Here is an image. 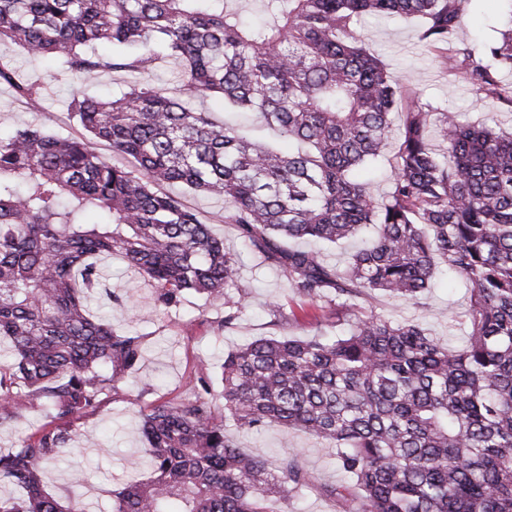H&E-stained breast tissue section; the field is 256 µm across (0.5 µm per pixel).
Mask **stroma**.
Instances as JSON below:
<instances>
[{
  "mask_svg": "<svg viewBox=\"0 0 512 512\" xmlns=\"http://www.w3.org/2000/svg\"><path fill=\"white\" fill-rule=\"evenodd\" d=\"M511 17L512 7L506 0H471L457 38L492 42L506 29ZM358 33L381 55L393 77L410 80L422 101L435 110L452 113L465 124L483 122L512 130V108L477 95L466 82L449 76L440 59L419 42L412 23L370 16L364 19ZM0 56L10 60L22 77L47 85L35 106L17 97L10 86L0 85L1 136L27 126L63 137L80 134V127L68 116L71 87L69 79L61 73L59 61L30 56L8 42L0 44ZM167 191L198 213L212 232L223 239L226 248L240 252L241 283L247 303L234 325L223 329L218 326L224 317L223 307L195 295L180 307L159 313L154 309L152 290L142 275L117 259L107 258L89 308L120 331L146 335L145 349L135 370L119 382L118 395L81 421V433L93 435L96 446L68 452L46 471L48 485L63 496L75 489L70 484L71 474H81L84 483L75 490L89 502L92 512H109L114 490L128 475L139 479L148 476V443L139 431V414L148 405L192 393L198 366L219 373L228 351L261 337L342 336L348 331L347 326L330 325L328 309L286 291L283 276L262 264L254 251L244 248L235 225L224 221L222 201L177 185L168 186ZM467 296L460 279L442 269L417 303L376 293L361 301L360 306L395 321L421 322L433 335L444 337L449 347L456 348L467 333L462 317ZM275 306L280 307L282 320L271 315ZM224 429L238 448L262 455L273 468L279 465L286 448L302 451L303 463L318 486L294 492L288 501V512H343V504L323 492L324 487L344 480L334 449L303 432L277 426L248 429L229 418ZM135 460L141 463L136 470L131 467Z\"/></svg>",
  "mask_w": 512,
  "mask_h": 512,
  "instance_id": "1",
  "label": "stroma"
}]
</instances>
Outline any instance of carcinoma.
I'll return each mask as SVG.
<instances>
[{"instance_id": "obj_1", "label": "carcinoma", "mask_w": 512, "mask_h": 512, "mask_svg": "<svg viewBox=\"0 0 512 512\" xmlns=\"http://www.w3.org/2000/svg\"><path fill=\"white\" fill-rule=\"evenodd\" d=\"M240 2L0 0V42L59 59L75 84L68 115L84 130L0 137V340L12 357L0 365V428L38 407L53 418L0 454V481L23 490L0 496V512H85L45 470L144 345L89 311L94 259L142 274L160 311L197 295L230 309L227 327L243 307L238 254L165 184L224 199V223L351 329L255 339L224 357V406L202 367L193 395L142 411L150 475L118 489L112 512H286L291 493L316 487L301 451L272 470L232 443L227 416L333 443L358 494L325 493L356 503L346 512H512V134L434 111L357 34L365 16L416 20L448 73L512 106L500 78L512 69V15L501 41L479 48L456 39L470 0H255L256 25ZM100 42L112 56L91 52ZM159 46L179 65L175 87L151 82ZM105 70L139 80L109 99L85 95ZM0 84L33 106L44 90L2 58ZM213 95L300 148L260 145L190 106ZM393 113L395 176L378 200L355 171L388 144ZM91 210L110 220L86 222ZM368 226L371 244L341 268L290 246L336 245ZM441 267L469 288L458 349L352 303L376 291L415 301Z\"/></svg>"}]
</instances>
